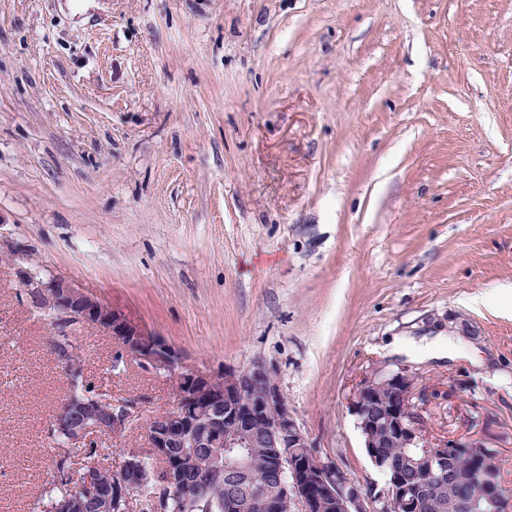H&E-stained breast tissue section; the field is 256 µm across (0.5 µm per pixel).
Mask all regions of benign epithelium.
<instances>
[{
    "mask_svg": "<svg viewBox=\"0 0 512 512\" xmlns=\"http://www.w3.org/2000/svg\"><path fill=\"white\" fill-rule=\"evenodd\" d=\"M32 287L42 297L60 325L70 328H99L134 356L147 369L173 375L175 404L155 414L148 425L146 441L150 448H268L270 471L276 475L278 493L268 500L267 512H418L425 486L407 487L397 471L387 468L375 454L382 440L399 448H427L426 456L439 468L424 465L425 474L441 480L451 473L449 465L460 452L475 458L483 448L431 446L421 423L423 398L417 391L419 375L409 368L396 371L373 369L356 384L349 400L367 456L385 477L378 494L362 491L349 483L334 462L307 451L311 443L288 410L286 397L274 375L263 362L243 369H224V385L214 376L189 365L182 352L162 336L146 328L125 310L102 303L98 298L61 278L34 281ZM71 416L60 414L47 425V432L63 437L65 448H86L94 440L101 443L123 434L131 416L104 414L93 404L70 402ZM241 485L253 481L246 461L226 472ZM114 487V512H135L133 490L154 484L168 488L175 484L172 472L154 471L139 464L136 454L110 469ZM482 498L460 499L448 493V502L432 501L436 512H507L494 478L484 484ZM102 487L81 468L70 475V494L52 501L45 512H80L87 502L101 499Z\"/></svg>",
    "mask_w": 512,
    "mask_h": 512,
    "instance_id": "1",
    "label": "benign epithelium"
}]
</instances>
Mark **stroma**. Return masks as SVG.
I'll return each mask as SVG.
<instances>
[{
  "label": "stroma",
  "instance_id": "35a3bbf8",
  "mask_svg": "<svg viewBox=\"0 0 512 512\" xmlns=\"http://www.w3.org/2000/svg\"><path fill=\"white\" fill-rule=\"evenodd\" d=\"M214 375L261 360L317 456L382 486L348 396L416 370L433 444L512 504V0H0V512H32L67 382L20 266ZM443 336L460 357L396 355ZM139 417L173 377L83 331Z\"/></svg>",
  "mask_w": 512,
  "mask_h": 512
}]
</instances>
